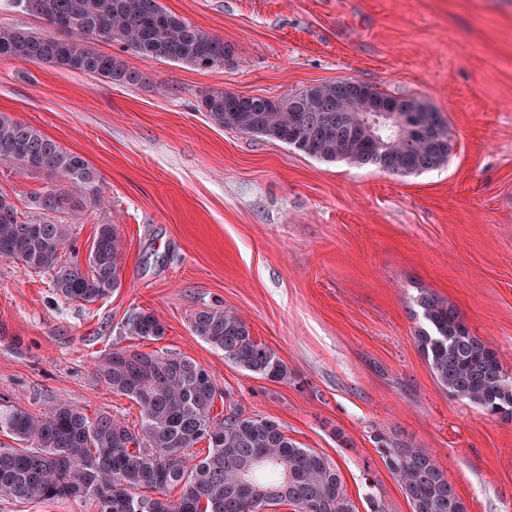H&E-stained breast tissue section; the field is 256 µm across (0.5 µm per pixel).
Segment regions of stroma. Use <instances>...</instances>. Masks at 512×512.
I'll return each instance as SVG.
<instances>
[{
  "label": "stroma",
  "mask_w": 512,
  "mask_h": 512,
  "mask_svg": "<svg viewBox=\"0 0 512 512\" xmlns=\"http://www.w3.org/2000/svg\"><path fill=\"white\" fill-rule=\"evenodd\" d=\"M232 49L224 65L146 60L101 43L136 85L0 58V112L38 128L100 173L70 247L118 225L121 285L91 304L0 257V404L36 414L67 403L139 419L96 374L115 349L187 356L217 381L213 416L280 422L339 470L358 512L369 498L411 512L374 442L426 451L468 512H512V421L448 395L417 347L416 299L455 306L512 371V0H161ZM355 80L427 100L454 152L406 177L325 162L279 141L215 126L201 107L224 90L283 99ZM0 164V188L32 216L58 185ZM218 306L249 324L292 378L228 362L190 330ZM155 311L157 341L123 336L127 312Z\"/></svg>",
  "instance_id": "stroma-1"
}]
</instances>
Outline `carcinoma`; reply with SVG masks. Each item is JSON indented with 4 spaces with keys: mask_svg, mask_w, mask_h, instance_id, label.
Listing matches in <instances>:
<instances>
[{
    "mask_svg": "<svg viewBox=\"0 0 512 512\" xmlns=\"http://www.w3.org/2000/svg\"><path fill=\"white\" fill-rule=\"evenodd\" d=\"M62 35L0 28V57L44 63L133 85L140 75L116 55L89 48L117 42L147 60L210 68L224 64L229 47L165 9L160 0H17ZM212 123L278 140L310 157L374 166L393 176L436 169L449 160L454 140L447 121L422 98L395 97L357 81L309 87L285 99L237 96L212 90L202 98ZM30 176L47 172L64 180L32 196L39 217L19 216L0 190V257L50 276L61 297L95 302L120 286L124 243L116 224H99L86 262L63 258L71 214L88 200L103 202L98 171L39 129L0 113V164ZM425 321L417 345L448 394L492 418L512 421V373L495 349L473 334L453 305L424 291ZM192 333L224 360L273 382L292 377L285 360L257 342L249 325L220 307L197 311ZM124 335L159 340L164 323L152 311H130ZM112 392L140 408L139 426L109 413L87 416L66 403L33 415L0 405V433L15 445L0 446V497L28 501L94 500L98 512H267L287 504L293 512H356L339 470L303 448L276 420L238 413L211 414L220 394L215 379L186 356L116 349L96 367ZM208 442L197 460L189 449ZM387 469L412 512H468L467 505L432 457L385 434L376 436ZM180 488L176 500L139 493Z\"/></svg>",
    "mask_w": 512,
    "mask_h": 512,
    "instance_id": "carcinoma-1",
    "label": "carcinoma"
}]
</instances>
